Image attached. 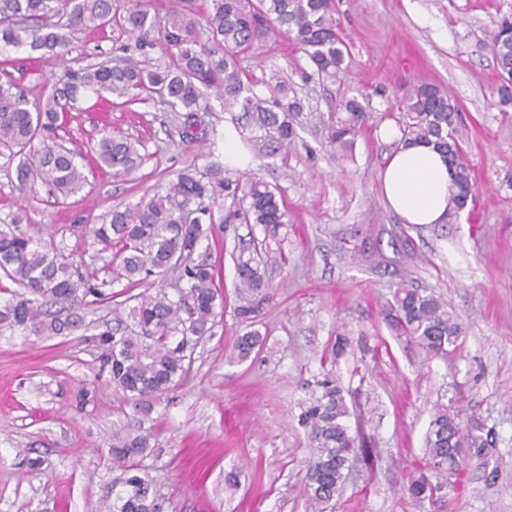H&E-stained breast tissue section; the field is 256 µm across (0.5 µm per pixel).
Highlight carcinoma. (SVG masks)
<instances>
[{"label":"carcinoma","mask_w":512,"mask_h":512,"mask_svg":"<svg viewBox=\"0 0 512 512\" xmlns=\"http://www.w3.org/2000/svg\"><path fill=\"white\" fill-rule=\"evenodd\" d=\"M135 39L137 47L158 45L167 61L155 68L118 60L66 67L42 107H30L21 87L0 83V145L19 156L17 184H40L62 198L87 184L79 163L82 155L63 143L67 112L82 95L107 94L132 105L158 100L181 120V142L198 145L206 137L196 113L211 109L210 96L224 108H239L260 137L282 147L296 138L304 105L278 73L256 75L243 66L264 43L281 37L306 55L319 81H338L349 58L336 21L335 0H174L164 15L151 12V0H0V42L28 46L56 56L66 47L65 31L106 25ZM487 48L498 71L499 104L512 105V16L496 20ZM262 86L261 95L244 94L245 87ZM395 116L400 133L396 144H426L445 155L453 169L456 209L476 202L466 163L460 110L448 92L434 84L412 85ZM372 115L359 100L341 95L338 111L326 127L331 142L343 146L369 125ZM145 154L138 143L103 131L95 147V163L113 174H128ZM15 215L0 229V270L24 288L0 305V326L41 335H69L83 326L76 305L100 304L111 296L102 287L127 281L126 290L147 279L158 285L155 294H137L127 314L134 329L121 333L125 318L98 332L91 342L100 369L109 383L133 402L136 421L112 432L108 454L127 477L122 487L104 497L105 512H163V498L152 476L138 468L149 451L155 406L186 373L184 349L189 336H202L217 316L215 267L194 259L208 226L258 224L264 238L275 239L288 224L282 196L254 173L224 172L215 166L206 174L186 169L149 200L112 209L110 221L92 228L97 244L115 249L112 266L101 284L96 273L80 276L51 244L19 231ZM186 282L175 299L163 289L172 275ZM235 315L246 331L234 340L238 360L245 361L263 343L256 318L273 301L259 244L240 250L235 259ZM66 305L61 318L51 312ZM384 320L426 358L448 357L461 350L464 328L448 304L428 288L403 284L384 307ZM318 391L301 414L312 448L307 465L311 512H335L363 441L351 433L343 388L330 373L316 381ZM499 457L493 430L475 414L455 406L437 405L425 434L424 453L410 472L404 493L421 504L447 495L461 482L468 467L491 478Z\"/></svg>","instance_id":"carcinoma-1"}]
</instances>
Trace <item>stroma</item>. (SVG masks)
Segmentation results:
<instances>
[{
    "label": "stroma",
    "mask_w": 512,
    "mask_h": 512,
    "mask_svg": "<svg viewBox=\"0 0 512 512\" xmlns=\"http://www.w3.org/2000/svg\"><path fill=\"white\" fill-rule=\"evenodd\" d=\"M510 14L512 0H336L350 53L339 85L307 80L303 53L271 39L258 54L265 72L287 73L311 111L330 112L342 85L373 113L344 150L315 124L271 155L244 146L251 129L218 106L201 115L202 148L184 145L175 113L153 100L79 109L66 126L68 147L92 154L107 128L141 140L148 158L125 175L94 172L59 204L41 186L20 192L18 160L0 146V219L22 212V230L53 242L82 275L112 259L90 228L108 222L113 207L151 198L183 169L254 172L283 195L288 227L264 250L274 301L257 324L263 346L247 361L232 353L243 332L233 257L240 241L263 232L218 224L196 254L216 267L223 308L187 350L189 370L162 398L152 451L141 461L167 512H307L309 441L299 415L340 333L348 344L332 375L349 392L350 426L362 427L377 458L356 465L336 512H512V106L498 103L486 48L493 21ZM127 43L109 26L79 30L67 60L76 68L120 56ZM61 70L55 56L0 44V82L16 81L30 103L45 104ZM416 82L445 87L458 101L476 189L474 211L442 224L405 223L382 192L398 136L389 114ZM228 132L240 143L234 161L224 157ZM404 280L433 289L460 316L457 356L425 359L389 330L381 310ZM112 309L84 307V329L67 336L0 326V512H103L105 492L124 479L108 442L132 407L121 404L91 343L111 325ZM437 403L482 416L503 464L495 478L471 471L444 499L418 505L401 488Z\"/></svg>",
    "instance_id": "35a3bbf8"
}]
</instances>
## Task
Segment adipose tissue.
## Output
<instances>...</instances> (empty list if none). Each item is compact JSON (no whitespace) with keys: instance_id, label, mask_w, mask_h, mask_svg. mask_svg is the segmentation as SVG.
Returning <instances> with one entry per match:
<instances>
[{"instance_id":"obj_1","label":"adipose tissue","mask_w":512,"mask_h":512,"mask_svg":"<svg viewBox=\"0 0 512 512\" xmlns=\"http://www.w3.org/2000/svg\"><path fill=\"white\" fill-rule=\"evenodd\" d=\"M383 190L390 208L406 223L442 224L453 210V177L433 146H401L389 157Z\"/></svg>"}]
</instances>
